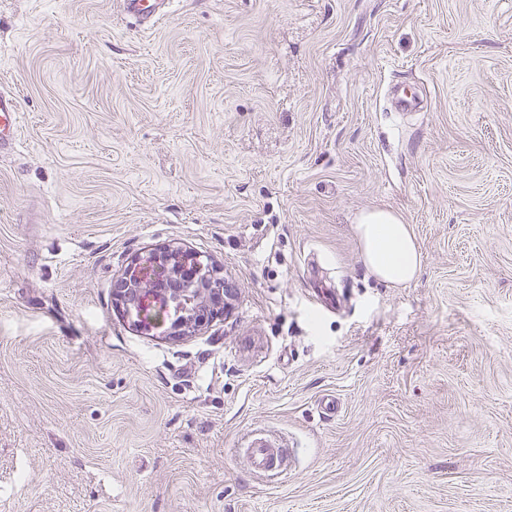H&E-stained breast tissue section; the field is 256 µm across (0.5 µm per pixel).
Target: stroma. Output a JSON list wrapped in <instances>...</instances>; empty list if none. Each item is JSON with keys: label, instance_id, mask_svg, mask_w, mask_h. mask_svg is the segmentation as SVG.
<instances>
[{"label": "stroma", "instance_id": "35a3bbf8", "mask_svg": "<svg viewBox=\"0 0 512 512\" xmlns=\"http://www.w3.org/2000/svg\"><path fill=\"white\" fill-rule=\"evenodd\" d=\"M1 87L0 512H512V0H0ZM168 244L234 294L182 339L112 305ZM170 0H121L123 11L155 25L168 14ZM18 98L14 92L0 89V151L10 145L20 126ZM354 233L366 269L389 288H400L419 275L422 254L409 224L384 209L360 213ZM283 449L279 444L264 435H256L245 450V461L255 472L277 474L285 468L281 465Z\"/></svg>", "mask_w": 512, "mask_h": 512}]
</instances>
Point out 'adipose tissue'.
<instances>
[{"label": "adipose tissue", "mask_w": 512, "mask_h": 512, "mask_svg": "<svg viewBox=\"0 0 512 512\" xmlns=\"http://www.w3.org/2000/svg\"><path fill=\"white\" fill-rule=\"evenodd\" d=\"M354 233L362 262L377 281L400 288L418 277L422 265L419 245L410 225L397 215L384 209L363 211L355 220Z\"/></svg>", "instance_id": "1"}]
</instances>
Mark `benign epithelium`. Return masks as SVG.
Listing matches in <instances>:
<instances>
[{
	"mask_svg": "<svg viewBox=\"0 0 512 512\" xmlns=\"http://www.w3.org/2000/svg\"><path fill=\"white\" fill-rule=\"evenodd\" d=\"M113 305L140 330H162L171 339L189 336L224 309L230 290L220 271L198 252L157 248L116 279Z\"/></svg>",
	"mask_w": 512,
	"mask_h": 512,
	"instance_id": "1",
	"label": "benign epithelium"
}]
</instances>
